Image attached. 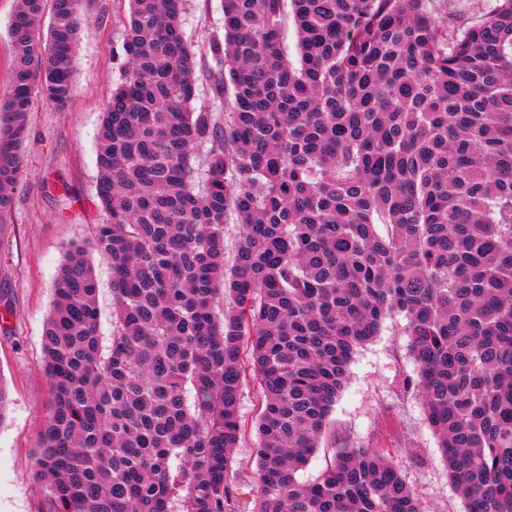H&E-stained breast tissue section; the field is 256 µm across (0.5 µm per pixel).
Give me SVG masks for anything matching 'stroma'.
Returning a JSON list of instances; mask_svg holds the SVG:
<instances>
[{"label": "stroma", "mask_w": 512, "mask_h": 512, "mask_svg": "<svg viewBox=\"0 0 512 512\" xmlns=\"http://www.w3.org/2000/svg\"><path fill=\"white\" fill-rule=\"evenodd\" d=\"M183 26L197 52L223 35L221 0H184ZM128 0H85L76 55V92L65 110L38 99L30 114L24 167L7 223L0 224V383L11 404L0 424V512H41L34 481L38 436L50 382L42 333L53 283L67 244L90 238L104 216L96 205V138L114 85L125 70L123 21ZM403 317L389 318L355 353L348 380L306 469L313 481L335 449L374 448L390 457L423 512H466L441 461L418 394ZM256 436L247 432L234 455L230 483L246 512L257 495Z\"/></svg>", "instance_id": "obj_1"}]
</instances>
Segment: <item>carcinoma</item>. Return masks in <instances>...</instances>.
<instances>
[{"mask_svg": "<svg viewBox=\"0 0 512 512\" xmlns=\"http://www.w3.org/2000/svg\"><path fill=\"white\" fill-rule=\"evenodd\" d=\"M436 3L223 0L202 62L182 0H129L98 134L105 222L66 248L42 337L45 512H234L248 374L252 512H422L373 448L298 479L355 352L397 315L448 480L467 512H512V0L471 25L451 6L438 21ZM83 9L18 0L1 224L34 99L73 100ZM205 73L213 106L197 110ZM96 257L112 273L106 346ZM260 390L258 384L249 376L246 377L242 388L240 412L247 427L246 435L240 448L234 454V463L230 481L241 509L247 512L252 508V501L257 495V459L255 453L256 436L250 431L252 423L259 412ZM245 508V510H243Z\"/></svg>", "mask_w": 512, "mask_h": 512, "instance_id": "1", "label": "carcinoma"}]
</instances>
